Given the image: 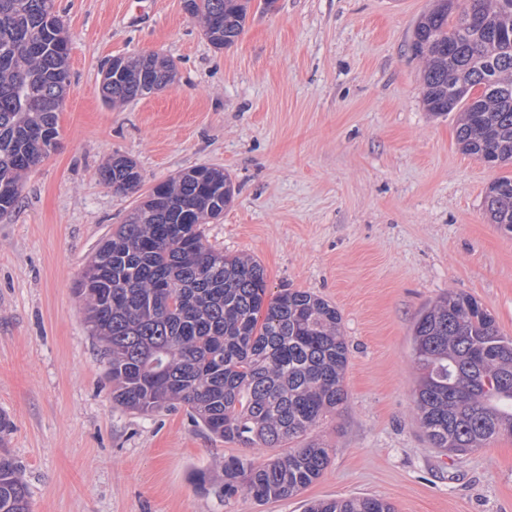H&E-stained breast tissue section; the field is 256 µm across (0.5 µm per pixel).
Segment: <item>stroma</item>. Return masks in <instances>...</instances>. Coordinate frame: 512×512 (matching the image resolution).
<instances>
[{"instance_id": "obj_1", "label": "stroma", "mask_w": 512, "mask_h": 512, "mask_svg": "<svg viewBox=\"0 0 512 512\" xmlns=\"http://www.w3.org/2000/svg\"><path fill=\"white\" fill-rule=\"evenodd\" d=\"M433 0H252L213 47L183 0H55L71 36L59 144L0 215V411L30 512H304L315 499L377 496L395 512H512V436L463 456L431 448L415 420L411 351L423 307L472 295L512 338V232L485 196L491 168L456 143L457 115L422 102L409 50ZM159 53L175 82L104 103L107 62ZM139 187L105 184L112 154ZM207 165L236 187L207 244L263 266L268 298L336 305L349 348L346 400L312 436L330 461L297 495L259 503L196 484L225 457L267 448L212 439L179 405L144 415L112 385L73 284L102 237L157 183Z\"/></svg>"}]
</instances>
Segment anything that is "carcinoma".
I'll list each match as a JSON object with an SVG mask.
<instances>
[{
	"label": "carcinoma",
	"instance_id": "cac0c4a2",
	"mask_svg": "<svg viewBox=\"0 0 512 512\" xmlns=\"http://www.w3.org/2000/svg\"><path fill=\"white\" fill-rule=\"evenodd\" d=\"M251 0H184L217 49L242 33ZM425 61L427 111L458 113L457 144L488 165L512 163V0H434L413 30ZM69 34L54 0H0V214L17 205L25 173L57 147L69 86ZM156 54L107 69V104L131 102L175 78ZM117 190L135 189L136 162L115 154L100 170ZM235 194L223 170L197 166L150 189L87 262L74 293L100 343L112 401L148 414L183 404L209 436L244 448H281L310 434L345 400L349 349L336 306L286 289L265 302L260 263L206 244L202 225ZM494 224L512 230V178L485 197ZM415 418L430 445L465 455L512 435V339L473 296L450 292L421 310L413 328ZM329 463L310 440L261 463L224 458L222 477L195 476L231 498L293 496ZM0 512H29L17 463L0 457ZM306 512H394L377 497L314 502Z\"/></svg>",
	"mask_w": 512,
	"mask_h": 512
}]
</instances>
